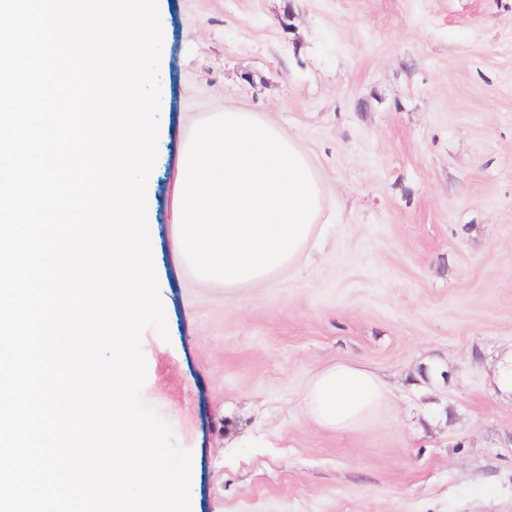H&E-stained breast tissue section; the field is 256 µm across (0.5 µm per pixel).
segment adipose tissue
Here are the masks:
<instances>
[{"instance_id":"obj_1","label":"adipose tissue","mask_w":512,"mask_h":512,"mask_svg":"<svg viewBox=\"0 0 512 512\" xmlns=\"http://www.w3.org/2000/svg\"><path fill=\"white\" fill-rule=\"evenodd\" d=\"M301 406L309 421L323 431L358 434L389 412L391 400L386 382L376 371L338 362L311 377Z\"/></svg>"}]
</instances>
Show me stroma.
<instances>
[{"instance_id": "35a3bbf8", "label": "stroma", "mask_w": 512, "mask_h": 512, "mask_svg": "<svg viewBox=\"0 0 512 512\" xmlns=\"http://www.w3.org/2000/svg\"><path fill=\"white\" fill-rule=\"evenodd\" d=\"M141 401L192 455L191 512H512V0H158ZM227 108L310 156L327 230L299 272L201 288L173 247L184 141ZM339 361L394 410L303 416ZM301 406L309 421L323 431L358 434L389 412L391 400L386 382L376 371L336 362L311 377Z\"/></svg>"}]
</instances>
